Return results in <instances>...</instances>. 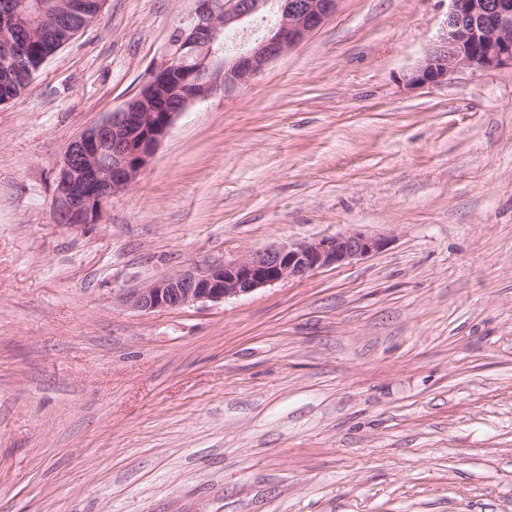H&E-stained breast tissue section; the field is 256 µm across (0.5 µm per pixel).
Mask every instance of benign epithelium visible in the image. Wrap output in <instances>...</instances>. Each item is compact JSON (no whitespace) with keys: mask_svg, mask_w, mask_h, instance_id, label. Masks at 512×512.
<instances>
[{"mask_svg":"<svg viewBox=\"0 0 512 512\" xmlns=\"http://www.w3.org/2000/svg\"><path fill=\"white\" fill-rule=\"evenodd\" d=\"M336 0H196L190 23L176 31L169 60L151 71L139 93L105 121L87 130L65 151L56 177L54 218L68 228L94 224L104 202L131 187L150 164L176 117L217 90L226 93L259 76L284 52L318 30ZM77 0H53L42 25H67ZM254 36L228 47V34ZM445 46L408 77L411 85L441 84L457 68L512 66V0H450ZM37 39L0 44L6 61L18 62ZM388 241L362 230L281 244L223 258L193 261L139 288L115 296L137 311L219 303L285 279L362 259Z\"/></svg>","mask_w":512,"mask_h":512,"instance_id":"obj_1","label":"benign epithelium"}]
</instances>
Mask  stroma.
I'll use <instances>...</instances> for the list:
<instances>
[{
	"instance_id": "1",
	"label": "stroma",
	"mask_w": 512,
	"mask_h": 512,
	"mask_svg": "<svg viewBox=\"0 0 512 512\" xmlns=\"http://www.w3.org/2000/svg\"><path fill=\"white\" fill-rule=\"evenodd\" d=\"M195 0H105L0 104V512H512V68L407 75L449 0H337L174 121L97 223L68 145L164 64ZM360 229L384 251L135 311L205 258Z\"/></svg>"
}]
</instances>
